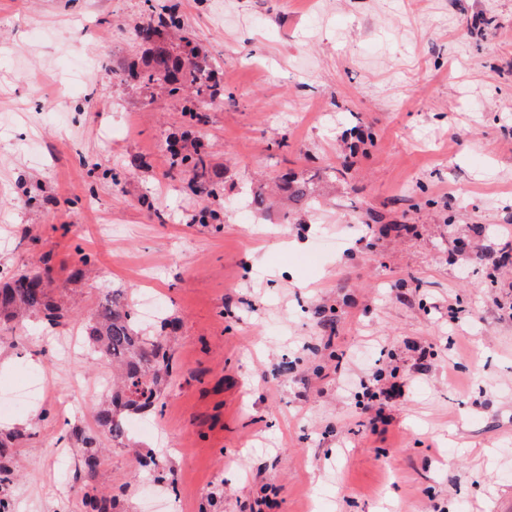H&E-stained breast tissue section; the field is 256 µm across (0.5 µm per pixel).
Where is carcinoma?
<instances>
[{
    "instance_id": "carcinoma-1",
    "label": "carcinoma",
    "mask_w": 512,
    "mask_h": 512,
    "mask_svg": "<svg viewBox=\"0 0 512 512\" xmlns=\"http://www.w3.org/2000/svg\"><path fill=\"white\" fill-rule=\"evenodd\" d=\"M150 20L145 29L153 32V42L143 47L141 67L134 71L141 86L152 90L161 80H168L172 96H185L182 115L196 125L207 121V108L203 102H224V81L218 76L213 58L186 37L174 43L167 38L170 31H179L182 24L179 15L171 7L156 5L145 0ZM193 130L181 136V142L168 143L170 168L181 172L191 170V190L207 199L217 200L221 195V181L211 171L207 155L198 150V145L187 149L186 143L194 141ZM279 189L294 202L310 203L314 200L313 179L285 177ZM36 313L53 327L64 318L60 306L48 297V284L38 271L15 273L0 283V321L21 319L27 313ZM175 327L174 321H160V333L143 335L133 306L125 292L112 290L98 303L87 317V330L94 347L106 354L112 365V395L110 402L95 414L98 427L108 431L112 439L123 440L127 436L124 413L129 411H155L163 406L162 399L171 376L170 357L164 346V332ZM84 449V467L89 476H94L100 460L99 444L95 433L80 437ZM85 507L91 512H107V500L100 497L92 482L83 490Z\"/></svg>"
}]
</instances>
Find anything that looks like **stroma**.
I'll return each instance as SVG.
<instances>
[{
  "label": "stroma",
  "mask_w": 512,
  "mask_h": 512,
  "mask_svg": "<svg viewBox=\"0 0 512 512\" xmlns=\"http://www.w3.org/2000/svg\"><path fill=\"white\" fill-rule=\"evenodd\" d=\"M174 2L224 80L196 132L219 229L169 168L182 99L87 67L139 59L144 0H0V275L46 272L64 312L0 323V395L49 388L0 413L13 512H86L82 431L114 512H154L159 453L176 512H512V0ZM286 172L328 187L251 208ZM114 288L176 321L162 414L127 417L162 434L120 444L84 323ZM394 368L405 398L370 428L359 382Z\"/></svg>",
  "instance_id": "stroma-1"
}]
</instances>
